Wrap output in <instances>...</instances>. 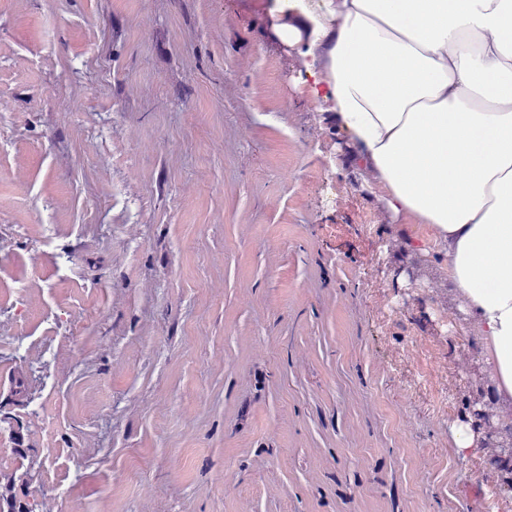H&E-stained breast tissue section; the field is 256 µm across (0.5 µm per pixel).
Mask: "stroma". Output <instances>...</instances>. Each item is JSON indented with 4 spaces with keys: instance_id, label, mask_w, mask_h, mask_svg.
Masks as SVG:
<instances>
[{
    "instance_id": "1",
    "label": "stroma",
    "mask_w": 512,
    "mask_h": 512,
    "mask_svg": "<svg viewBox=\"0 0 512 512\" xmlns=\"http://www.w3.org/2000/svg\"><path fill=\"white\" fill-rule=\"evenodd\" d=\"M271 2L0 0V474L35 512H512L451 446L489 370L444 252L364 230Z\"/></svg>"
}]
</instances>
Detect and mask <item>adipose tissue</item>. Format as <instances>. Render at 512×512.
Masks as SVG:
<instances>
[{"label": "adipose tissue", "mask_w": 512, "mask_h": 512, "mask_svg": "<svg viewBox=\"0 0 512 512\" xmlns=\"http://www.w3.org/2000/svg\"><path fill=\"white\" fill-rule=\"evenodd\" d=\"M362 189L426 225L512 413V0H281Z\"/></svg>", "instance_id": "obj_1"}]
</instances>
